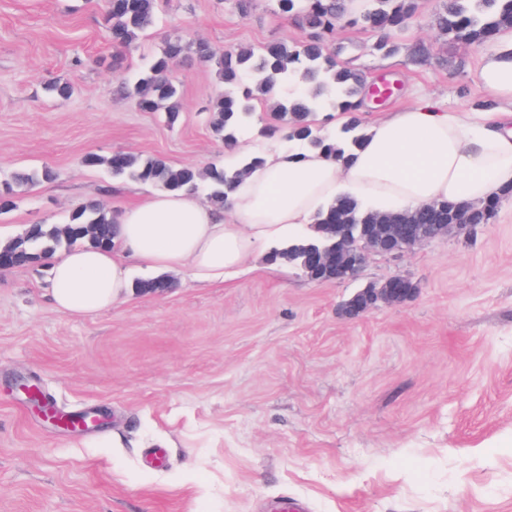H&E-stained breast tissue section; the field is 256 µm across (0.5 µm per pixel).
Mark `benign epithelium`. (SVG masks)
<instances>
[{"label": "benign epithelium", "instance_id": "benign-epithelium-1", "mask_svg": "<svg viewBox=\"0 0 512 512\" xmlns=\"http://www.w3.org/2000/svg\"><path fill=\"white\" fill-rule=\"evenodd\" d=\"M464 224H372L364 234L355 237L344 224L329 225L330 234L336 238L333 248L316 253L313 258L312 278L318 282L338 283L354 279L371 253L397 254L409 251L419 244L455 230ZM418 287L410 278L394 275L379 285H369L354 293L339 309L350 319L369 312L377 303L399 305L412 299ZM101 414L62 416L58 424L70 428L94 429Z\"/></svg>", "mask_w": 512, "mask_h": 512}]
</instances>
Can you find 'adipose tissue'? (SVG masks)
I'll return each mask as SVG.
<instances>
[{"instance_id":"obj_1","label":"adipose tissue","mask_w":512,"mask_h":512,"mask_svg":"<svg viewBox=\"0 0 512 512\" xmlns=\"http://www.w3.org/2000/svg\"><path fill=\"white\" fill-rule=\"evenodd\" d=\"M474 74L491 108L446 110L419 101L373 122L353 162L258 147L262 167L243 179L223 209L195 195L151 194L118 219L110 247L85 246L51 266L56 309L76 316L127 299L133 265L189 269L194 280H224L262 246L288 244L320 210L348 196L377 213L436 200L478 203L512 186V27L480 48Z\"/></svg>"}]
</instances>
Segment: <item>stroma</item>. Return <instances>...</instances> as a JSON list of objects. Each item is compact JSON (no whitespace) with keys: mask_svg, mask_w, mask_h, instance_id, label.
<instances>
[{"mask_svg":"<svg viewBox=\"0 0 512 512\" xmlns=\"http://www.w3.org/2000/svg\"><path fill=\"white\" fill-rule=\"evenodd\" d=\"M156 26L114 68L100 0H0V182L49 167L52 181L0 215V241L63 223L87 199L114 214L142 186L83 164L120 150L200 169L224 161L207 107L220 89L188 57L174 74L181 114L139 111L122 77L145 70L170 36L222 47L305 37L275 0H161ZM418 12L385 55L373 33L339 28L329 47L369 81L394 84L364 121L419 95L472 108L475 47ZM68 81L75 94L51 96ZM416 296L348 320L339 304L393 275ZM48 261L0 270V512H512V199L472 235L395 256L369 255L355 280L318 283L258 256L251 270L200 285L133 293L88 316L57 311ZM72 414L104 409L107 427H54L20 381ZM166 450L152 466L150 449Z\"/></svg>","mask_w":512,"mask_h":512,"instance_id":"1","label":"stroma"}]
</instances>
